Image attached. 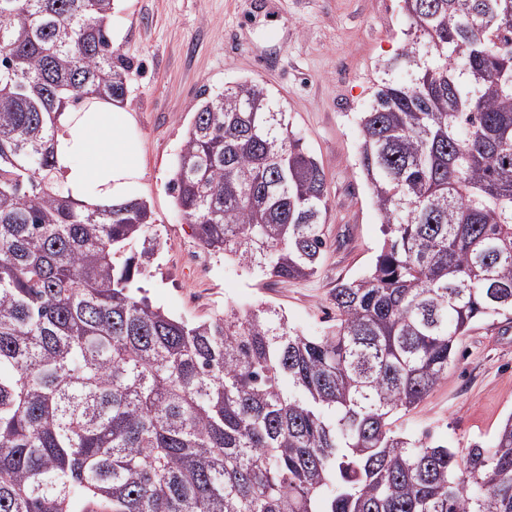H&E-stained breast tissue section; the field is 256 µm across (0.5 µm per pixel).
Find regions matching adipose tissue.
Instances as JSON below:
<instances>
[{"mask_svg": "<svg viewBox=\"0 0 512 512\" xmlns=\"http://www.w3.org/2000/svg\"><path fill=\"white\" fill-rule=\"evenodd\" d=\"M56 126L55 173L73 200L103 207L140 197L143 159L126 107L84 101L59 112Z\"/></svg>", "mask_w": 512, "mask_h": 512, "instance_id": "ef3b65f1", "label": "adipose tissue"}]
</instances>
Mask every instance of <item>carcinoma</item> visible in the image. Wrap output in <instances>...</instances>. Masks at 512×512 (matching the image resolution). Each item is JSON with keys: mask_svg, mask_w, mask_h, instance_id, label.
<instances>
[{"mask_svg": "<svg viewBox=\"0 0 512 512\" xmlns=\"http://www.w3.org/2000/svg\"><path fill=\"white\" fill-rule=\"evenodd\" d=\"M402 2L358 118L384 242L305 336L271 306L152 304L158 243L118 263L147 201L84 210L54 177L57 112L129 92L113 0H0V512H512V413L461 450L392 421L512 314V0ZM169 189L209 252L317 274L325 170L261 83L201 101Z\"/></svg>", "mask_w": 512, "mask_h": 512, "instance_id": "obj_1", "label": "carcinoma"}]
</instances>
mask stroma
Here are the masks:
<instances>
[{
	"mask_svg": "<svg viewBox=\"0 0 512 512\" xmlns=\"http://www.w3.org/2000/svg\"><path fill=\"white\" fill-rule=\"evenodd\" d=\"M112 21L121 33L116 49L135 67L125 105L140 134L142 197L159 242L139 284L190 323L222 316L228 304L266 303L304 335H321L334 315L331 289L366 273L384 240L357 165L355 115L370 101L378 65L400 44V0H123ZM245 79L283 103L327 176L331 245L309 279L257 278L217 255L197 270L192 259L201 247L168 190L203 96ZM511 413L512 316H495L459 340L447 381L397 425L465 448L474 440L490 444Z\"/></svg>",
	"mask_w": 512,
	"mask_h": 512,
	"instance_id": "1",
	"label": "stroma"
}]
</instances>
